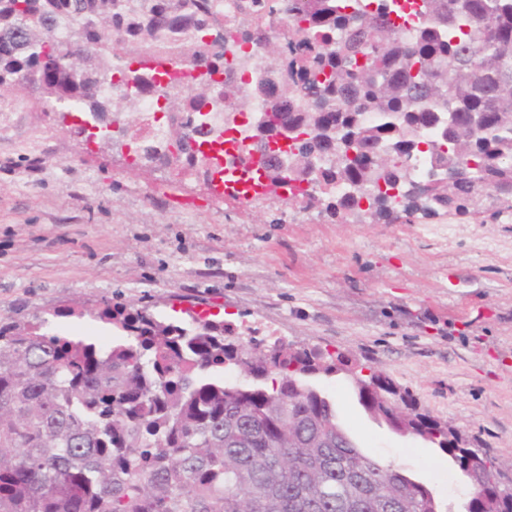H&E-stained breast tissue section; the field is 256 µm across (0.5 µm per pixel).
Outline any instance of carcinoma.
I'll return each instance as SVG.
<instances>
[{
    "label": "carcinoma",
    "mask_w": 512,
    "mask_h": 512,
    "mask_svg": "<svg viewBox=\"0 0 512 512\" xmlns=\"http://www.w3.org/2000/svg\"><path fill=\"white\" fill-rule=\"evenodd\" d=\"M278 6L238 0L252 21L226 27L217 0H0V92L32 73L48 111L80 131L116 123L131 166L175 160L210 181L226 129L206 127L200 109L218 94L239 106L244 48L269 51L284 84L253 88L262 121L234 146L264 154L285 184L310 180L301 208L345 219L363 198L388 224L395 212L432 215L410 196L404 164L442 130L427 156L456 175L434 188L437 213L512 211V0H290V24L267 46L253 33ZM134 55L138 68L123 63ZM152 59L224 81L185 90L171 69L144 66ZM144 92L164 93L161 111L177 121L148 144L119 118ZM295 152L316 166L283 165ZM338 182L357 197L337 194ZM53 316L116 335L103 344L52 333L38 316L0 321V512H442L425 484L356 447L319 375L343 374L368 414L393 417L460 468L471 456L384 371L364 376L340 353L109 304ZM466 512H512V493L473 486Z\"/></svg>",
    "instance_id": "cac0c4a2"
}]
</instances>
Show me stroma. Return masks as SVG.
I'll use <instances>...</instances> for the list:
<instances>
[{
    "label": "stroma",
    "mask_w": 512,
    "mask_h": 512,
    "mask_svg": "<svg viewBox=\"0 0 512 512\" xmlns=\"http://www.w3.org/2000/svg\"><path fill=\"white\" fill-rule=\"evenodd\" d=\"M158 320L201 314L383 369L420 408L512 462V213L335 221L200 174L130 170L22 87L0 98V320L103 300ZM356 446L465 512L468 481L431 445L370 417L343 376L318 377Z\"/></svg>",
    "instance_id": "35a3bbf8"
}]
</instances>
